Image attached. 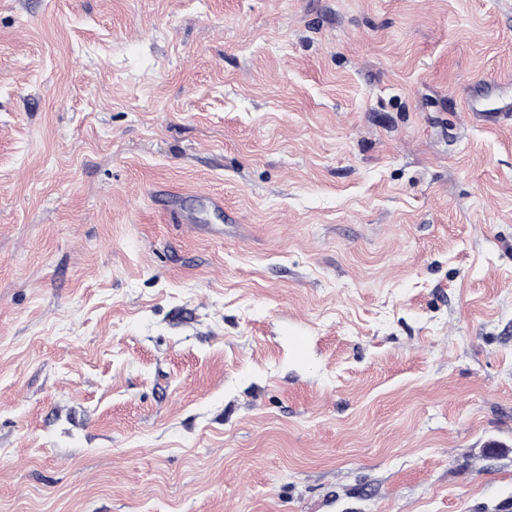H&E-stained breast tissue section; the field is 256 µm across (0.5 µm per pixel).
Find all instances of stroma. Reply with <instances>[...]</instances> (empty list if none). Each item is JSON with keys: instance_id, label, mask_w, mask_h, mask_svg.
I'll return each instance as SVG.
<instances>
[{"instance_id": "35a3bbf8", "label": "stroma", "mask_w": 512, "mask_h": 512, "mask_svg": "<svg viewBox=\"0 0 512 512\" xmlns=\"http://www.w3.org/2000/svg\"><path fill=\"white\" fill-rule=\"evenodd\" d=\"M491 72L512 0H0V512H512ZM512 85V78L507 76H494L486 78L482 83L475 85L467 99V107L469 112H505L510 115L512 106L510 103L503 102L499 107L488 110L484 108V101L486 100L487 93L496 88H503Z\"/></svg>"}]
</instances>
